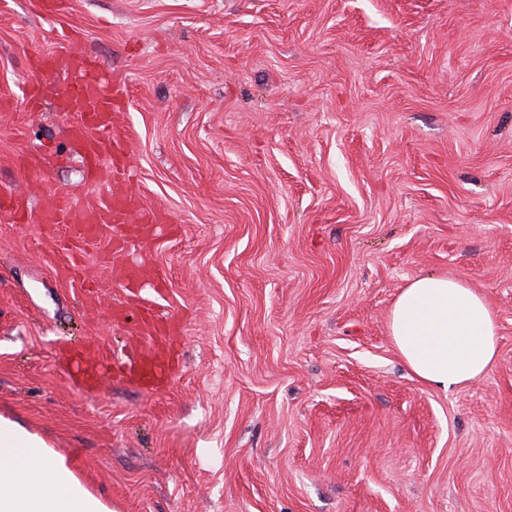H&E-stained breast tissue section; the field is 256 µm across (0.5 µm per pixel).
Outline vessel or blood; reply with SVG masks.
<instances>
[{"mask_svg":"<svg viewBox=\"0 0 512 512\" xmlns=\"http://www.w3.org/2000/svg\"><path fill=\"white\" fill-rule=\"evenodd\" d=\"M66 62L74 80L64 86L60 110L66 115H77L75 133L86 141L88 171L93 174L99 170L102 158L122 150L121 142L109 136L116 118L113 99L119 96L120 90L102 78L99 66L88 60L77 46H70ZM40 221L65 230V254L56 268L62 279L78 280L76 263L89 254L97 255L110 278L120 285L156 276L150 263L144 261L133 266L127 261L130 239H137L145 246L151 244L161 217L156 211L142 208L126 183L115 182L107 191L83 201L57 196L41 213ZM129 333L138 339L135 358L120 360L91 348L84 353V365L71 371V378L83 383L90 378L106 380L118 374L143 389H153L158 383L156 374L166 363L167 347L158 335L152 307H145L142 318L130 326Z\"/></svg>","mask_w":512,"mask_h":512,"instance_id":"vessel-or-blood-1","label":"vessel or blood"}]
</instances>
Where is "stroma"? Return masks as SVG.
Returning a JSON list of instances; mask_svg holds the SVG:
<instances>
[{"label": "stroma", "mask_w": 512, "mask_h": 512, "mask_svg": "<svg viewBox=\"0 0 512 512\" xmlns=\"http://www.w3.org/2000/svg\"><path fill=\"white\" fill-rule=\"evenodd\" d=\"M8 3L0 190L34 213L0 218V416L109 512H512V0ZM71 42L124 88L120 163L166 219L135 286L181 326L154 390L66 372L130 346L83 286L126 289L92 254L60 280L35 215L100 190L56 98ZM428 274L496 315L469 385L422 383L391 340Z\"/></svg>", "instance_id": "35a3bbf8"}]
</instances>
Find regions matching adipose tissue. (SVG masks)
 <instances>
[{"instance_id": "adipose-tissue-1", "label": "adipose tissue", "mask_w": 512, "mask_h": 512, "mask_svg": "<svg viewBox=\"0 0 512 512\" xmlns=\"http://www.w3.org/2000/svg\"><path fill=\"white\" fill-rule=\"evenodd\" d=\"M392 341L421 382L448 389L483 377L497 357V323L462 282L427 275L404 288L390 313ZM0 512H108L65 455L0 417Z\"/></svg>"}]
</instances>
